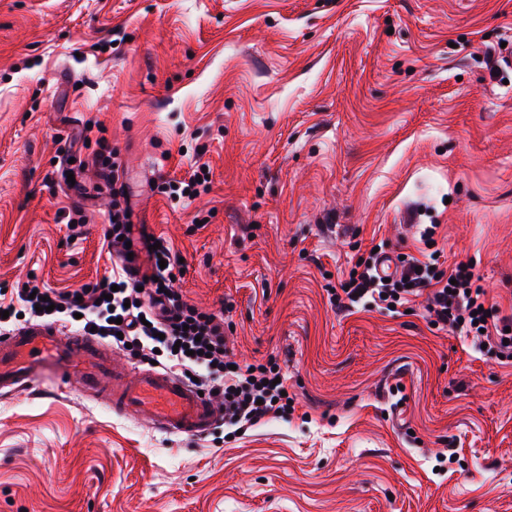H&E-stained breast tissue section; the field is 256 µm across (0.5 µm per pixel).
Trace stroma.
<instances>
[{"label":"stroma","mask_w":512,"mask_h":512,"mask_svg":"<svg viewBox=\"0 0 512 512\" xmlns=\"http://www.w3.org/2000/svg\"><path fill=\"white\" fill-rule=\"evenodd\" d=\"M510 52L512 0H0V289L111 269L105 139L140 258L169 247L296 397L187 439L46 374L0 393V512H512V362L418 299L329 303L380 240L427 258L433 224L439 269L512 314ZM201 164L209 191L164 192Z\"/></svg>","instance_id":"35a3bbf8"}]
</instances>
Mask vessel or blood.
<instances>
[{
	"label": "vessel or blood",
	"instance_id": "vessel-or-blood-1",
	"mask_svg": "<svg viewBox=\"0 0 512 512\" xmlns=\"http://www.w3.org/2000/svg\"><path fill=\"white\" fill-rule=\"evenodd\" d=\"M60 379L76 375L84 390L124 415L147 413L154 428L195 438L208 433L220 411L197 387L177 376L135 366L93 336L51 325L0 334V390L34 386L45 366Z\"/></svg>",
	"mask_w": 512,
	"mask_h": 512
}]
</instances>
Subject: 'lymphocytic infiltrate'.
Instances as JSON below:
<instances>
[{"mask_svg":"<svg viewBox=\"0 0 512 512\" xmlns=\"http://www.w3.org/2000/svg\"><path fill=\"white\" fill-rule=\"evenodd\" d=\"M108 236L122 263L121 275H109L76 291L59 293L50 288L26 286L18 289L13 303L0 302L8 312V324L19 314H35L50 308L53 321L78 323L83 331L100 330L104 338H123L135 356L145 351L165 352L173 366L197 377L205 391H218L224 399L227 426H255L270 417H286L293 410L287 381L278 363L233 365L227 346L222 315L189 305L173 288L175 260L168 247L152 251L154 278L139 288L133 278L126 245L131 232L129 207L112 209ZM359 260L330 295L337 312L348 313L364 303L381 308L403 307L423 298V309L440 331L473 338L486 345L488 353L512 360V316L488 306L470 264L456 263L449 270L432 268L429 262L408 256L391 279L377 273L379 251Z\"/></svg>","mask_w":512,"mask_h":512,"instance_id":"obj_1","label":"lymphocytic infiltrate"}]
</instances>
